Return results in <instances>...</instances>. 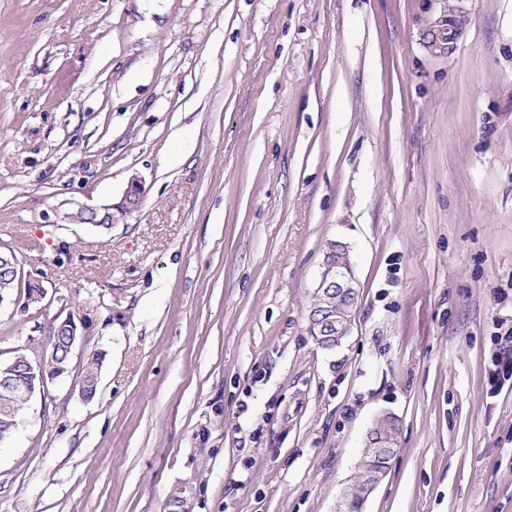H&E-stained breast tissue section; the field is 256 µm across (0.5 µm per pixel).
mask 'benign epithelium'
<instances>
[{
    "instance_id": "7a95c632",
    "label": "benign epithelium",
    "mask_w": 512,
    "mask_h": 512,
    "mask_svg": "<svg viewBox=\"0 0 512 512\" xmlns=\"http://www.w3.org/2000/svg\"><path fill=\"white\" fill-rule=\"evenodd\" d=\"M428 5L422 19V36L428 52L437 57L448 56L457 48V44L466 32L471 13L465 6L466 0H427ZM144 189L141 179L133 175L129 178L127 187L120 200L98 214L93 209H82L74 216V221L84 224L82 216L99 217L97 223L110 226L118 218L136 208L141 203ZM314 294L323 299V305L314 306L307 314V332L318 347L332 350L342 347L350 336L352 325V310L359 292L353 272V261L349 245L340 240H330L326 243L320 263L319 278ZM83 322H77L72 317L66 318L57 328V333L69 338V348H74L81 339ZM6 379L17 386L26 398H31L34 392H43L48 380L39 379V387H33L27 381H17L15 372L7 368L0 369V381ZM386 475L380 469H365L356 467L348 483L342 488L336 503V512H345V503L352 497L354 489H359L361 502H366L378 483Z\"/></svg>"
}]
</instances>
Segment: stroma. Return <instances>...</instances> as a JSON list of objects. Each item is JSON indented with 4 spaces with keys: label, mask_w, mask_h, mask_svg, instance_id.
<instances>
[{
    "label": "stroma",
    "mask_w": 512,
    "mask_h": 512,
    "mask_svg": "<svg viewBox=\"0 0 512 512\" xmlns=\"http://www.w3.org/2000/svg\"><path fill=\"white\" fill-rule=\"evenodd\" d=\"M0 0V361L83 319L0 444V512H334L383 413L364 512H512V0ZM110 229L71 220L118 201ZM351 334L306 330L328 240ZM98 391L78 388L88 356ZM426 1L421 27L423 42L431 55L448 56L471 22L470 10L464 4L468 0H453L452 5L446 0ZM144 189L141 179L132 175L127 183V187L116 203L112 202V205L104 208V212L99 220H96L94 224H103L111 226L115 224L120 216L138 208L143 197ZM371 430H372V428L369 430V432L366 435L365 446H364V448H366V452L364 449L365 455L363 453V456H364L363 462L366 463V465H368L370 467L386 469L389 467V463H390L391 459L396 454L397 448H396L395 453L391 457L386 456V455L372 454L370 448H376L377 452H379V453L390 452L393 448V444L396 442L395 437L397 435L399 436L400 427H399V431H398L399 433L394 434L387 441H382V440L377 441V440L370 438L369 435L371 433Z\"/></svg>",
    "instance_id": "1"
}]
</instances>
